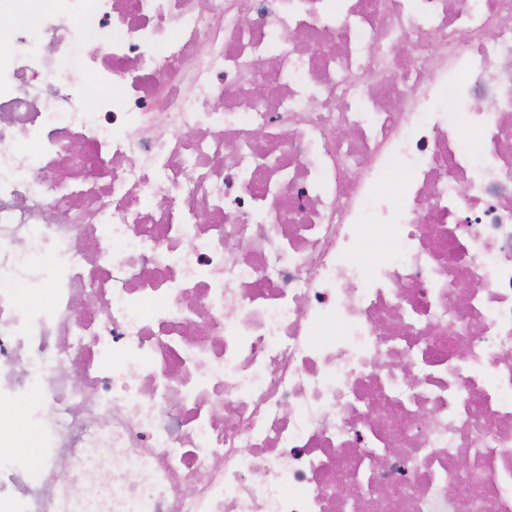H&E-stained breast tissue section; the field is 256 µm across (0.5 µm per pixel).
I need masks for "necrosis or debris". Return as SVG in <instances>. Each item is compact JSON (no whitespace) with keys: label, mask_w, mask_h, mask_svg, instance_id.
Instances as JSON below:
<instances>
[{"label":"necrosis or debris","mask_w":512,"mask_h":512,"mask_svg":"<svg viewBox=\"0 0 512 512\" xmlns=\"http://www.w3.org/2000/svg\"><path fill=\"white\" fill-rule=\"evenodd\" d=\"M32 4L0 31V405L42 473L0 460V502L512 512V0L0 14Z\"/></svg>","instance_id":"obj_1"}]
</instances>
